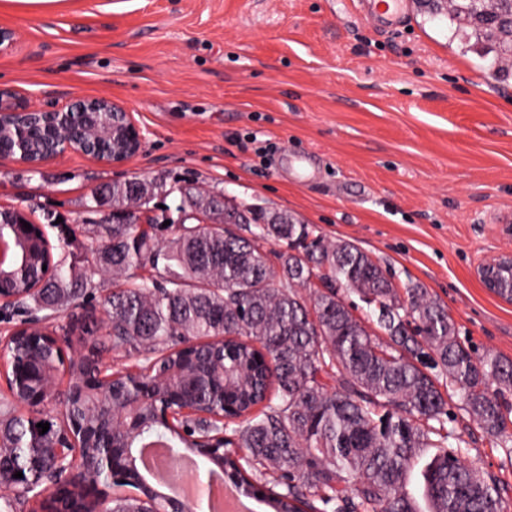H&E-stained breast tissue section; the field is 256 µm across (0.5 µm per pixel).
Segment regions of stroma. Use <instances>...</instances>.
I'll list each match as a JSON object with an SVG mask.
<instances>
[{
	"label": "stroma",
	"instance_id": "stroma-1",
	"mask_svg": "<svg viewBox=\"0 0 512 512\" xmlns=\"http://www.w3.org/2000/svg\"><path fill=\"white\" fill-rule=\"evenodd\" d=\"M0 26L22 34L0 85L41 107L108 97L146 132L119 166L0 156V206L79 230L95 192L137 177L155 207L189 185L287 213L427 288L475 352L512 360V303L474 275L512 253V69L487 80L479 47L420 0L389 33L363 0H0ZM465 459L512 512V458L476 433Z\"/></svg>",
	"mask_w": 512,
	"mask_h": 512
}]
</instances>
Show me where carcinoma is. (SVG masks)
<instances>
[{
	"mask_svg": "<svg viewBox=\"0 0 512 512\" xmlns=\"http://www.w3.org/2000/svg\"><path fill=\"white\" fill-rule=\"evenodd\" d=\"M485 7L450 0L445 14L450 40L487 43L493 81L512 50L479 22ZM155 189L131 179L93 195L87 209L100 221L87 247L45 213L47 226L68 231L54 246L53 272L42 270L46 249L34 236L24 271L5 278L4 289L20 296L6 320L16 314L29 327L14 332L3 353L10 392L0 397V486H15L17 472L35 487L60 478L55 445L77 425L78 475L60 486L58 502L82 512H95L86 474L100 448L122 461L136 451L116 479L98 472L112 485V512H195L192 501L150 484L141 454L161 446L201 456L212 442L213 464L234 488L262 494L272 512H501L504 489L462 459L467 441L446 427V416L449 398L460 394V410L512 458L511 361L476 354L427 289H398L369 254L286 213L273 224L270 213L250 207L251 221L234 231L200 224L192 214L214 200L193 188L177 207L184 223L165 227L166 212L152 216L163 226L158 235L101 213L145 210ZM269 242L279 250L268 251ZM108 277L118 288L105 300L106 337L64 360L37 324L91 301ZM315 278L324 287L312 288ZM349 293L374 307L380 334L354 316ZM104 351L133 363L105 366ZM29 362L53 382L71 375L58 415L13 383ZM323 374L336 376V387L328 389ZM37 421L49 431L35 435ZM229 431L233 440H219ZM426 455L423 509L407 483Z\"/></svg>",
	"mask_w": 512,
	"mask_h": 512,
	"instance_id": "obj_1",
	"label": "carcinoma"
}]
</instances>
